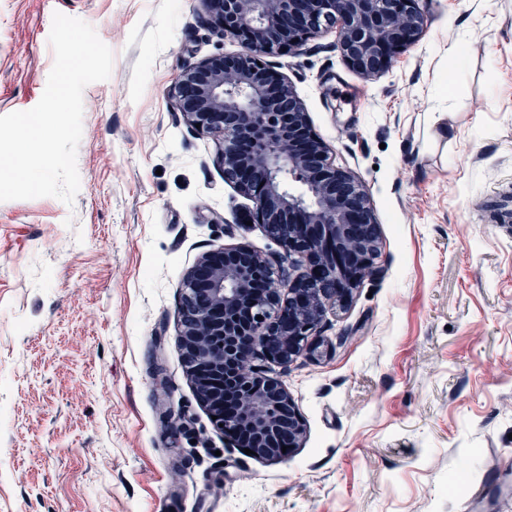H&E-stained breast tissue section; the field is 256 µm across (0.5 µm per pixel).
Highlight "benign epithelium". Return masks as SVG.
Returning <instances> with one entry per match:
<instances>
[{
  "label": "benign epithelium",
  "mask_w": 512,
  "mask_h": 512,
  "mask_svg": "<svg viewBox=\"0 0 512 512\" xmlns=\"http://www.w3.org/2000/svg\"><path fill=\"white\" fill-rule=\"evenodd\" d=\"M244 50L215 55L175 78L176 107L191 127L220 138L224 181L255 205L266 235L306 270H284L244 245L201 254L178 308L187 374L213 423L253 457L280 460L305 424L284 383L254 364L288 365L308 349L328 308L372 273L381 250L370 197L334 165L292 82L262 61L339 27L345 62L365 76L389 69L425 27L417 0H201Z\"/></svg>",
  "instance_id": "1"
}]
</instances>
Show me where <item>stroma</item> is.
<instances>
[{
    "mask_svg": "<svg viewBox=\"0 0 512 512\" xmlns=\"http://www.w3.org/2000/svg\"><path fill=\"white\" fill-rule=\"evenodd\" d=\"M389 70L331 29L268 57L368 192L377 270L312 353L269 365L306 424L265 463L187 379L177 311L203 252L283 248L175 106L241 52L200 0H0V116L33 108L55 12L114 54L83 92L80 190L0 202V512H512V0H419Z\"/></svg>",
    "mask_w": 512,
    "mask_h": 512,
    "instance_id": "1",
    "label": "stroma"
}]
</instances>
